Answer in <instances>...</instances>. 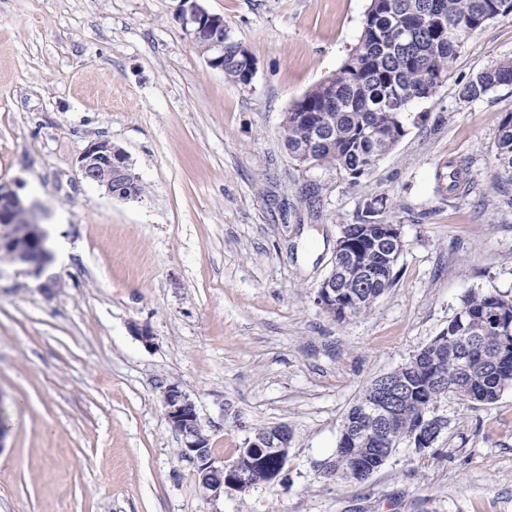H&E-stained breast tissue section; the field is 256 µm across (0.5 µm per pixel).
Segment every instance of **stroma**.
I'll use <instances>...</instances> for the list:
<instances>
[{
    "mask_svg": "<svg viewBox=\"0 0 512 512\" xmlns=\"http://www.w3.org/2000/svg\"><path fill=\"white\" fill-rule=\"evenodd\" d=\"M255 63L212 68L181 0H0V186L47 210L59 287L0 270V512H512V389L454 396L433 447L400 444L362 483L325 479L360 390L448 325L463 298H512V181L496 155L512 85L466 102L512 60V13L473 31L398 145L359 182L288 153L284 112L357 44L370 0H199ZM144 188L85 182L96 140ZM468 165V194L435 171ZM387 200L393 283L338 322L316 303L339 227ZM148 327L151 344L133 333ZM194 400L218 459L263 427L294 438L284 483L206 499L178 453L160 380ZM509 84H512V61H503L478 73L464 86L460 96L464 101H475L496 87Z\"/></svg>",
    "mask_w": 512,
    "mask_h": 512,
    "instance_id": "1",
    "label": "stroma"
}]
</instances>
